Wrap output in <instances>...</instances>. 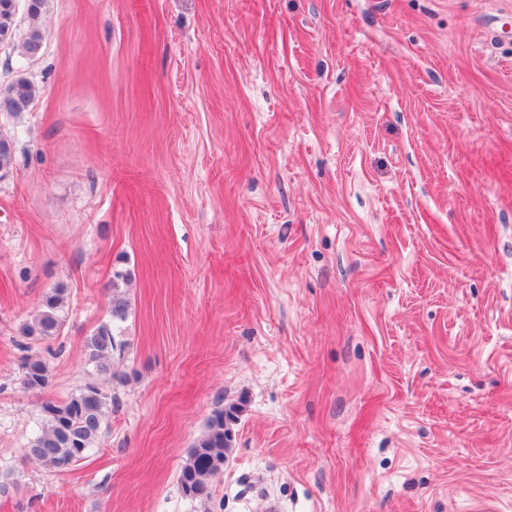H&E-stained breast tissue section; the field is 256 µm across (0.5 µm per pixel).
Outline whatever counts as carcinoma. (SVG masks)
Masks as SVG:
<instances>
[{"instance_id": "1", "label": "carcinoma", "mask_w": 512, "mask_h": 512, "mask_svg": "<svg viewBox=\"0 0 512 512\" xmlns=\"http://www.w3.org/2000/svg\"><path fill=\"white\" fill-rule=\"evenodd\" d=\"M42 48V34L31 28L22 44V53L34 57ZM4 94L16 101L34 103L38 89L24 78L9 84ZM13 140L0 139V179L10 172ZM67 300L66 291L55 288L45 294L33 320L24 330V336L36 341L57 335L62 326V312ZM127 301L112 297L110 319L100 323L86 337L89 360L102 373L112 371V355L122 349L117 339L116 325L127 318ZM49 383L48 367L40 357L28 356L23 364L22 385L29 391L40 392ZM112 396L96 382L89 381L62 401L46 400L41 404L42 426L29 441L27 455L53 469H65L86 457L107 423ZM239 409L232 405L215 409L207 422L205 434L195 443L179 475L183 494L202 498L210 494L211 479L224 469L226 452L233 440L230 425L237 421Z\"/></svg>"}]
</instances>
